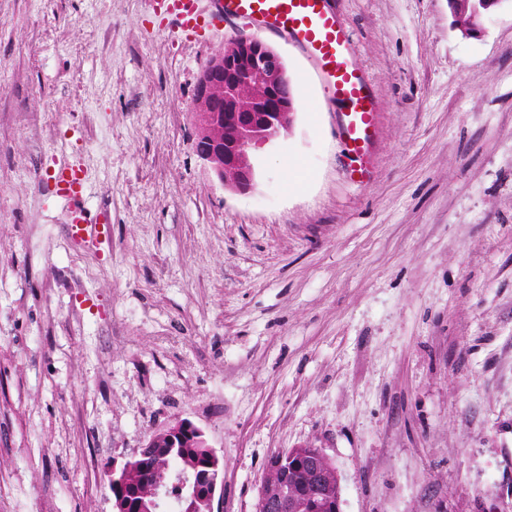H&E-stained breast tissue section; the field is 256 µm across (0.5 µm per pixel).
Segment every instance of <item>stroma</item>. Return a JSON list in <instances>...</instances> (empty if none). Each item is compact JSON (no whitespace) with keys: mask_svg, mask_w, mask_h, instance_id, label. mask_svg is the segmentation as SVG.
I'll return each instance as SVG.
<instances>
[{"mask_svg":"<svg viewBox=\"0 0 512 512\" xmlns=\"http://www.w3.org/2000/svg\"><path fill=\"white\" fill-rule=\"evenodd\" d=\"M331 7L376 173L350 181L320 73L265 33L310 108L240 193L192 112L244 22L196 38L148 0H0V512H113L106 467L177 419L224 459L223 512L309 446L342 512H512V9L468 37L448 0ZM70 156L98 250L50 192Z\"/></svg>","mask_w":512,"mask_h":512,"instance_id":"stroma-1","label":"stroma"}]
</instances>
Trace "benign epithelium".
Returning <instances> with one entry per match:
<instances>
[{
	"instance_id": "obj_1",
	"label": "benign epithelium",
	"mask_w": 512,
	"mask_h": 512,
	"mask_svg": "<svg viewBox=\"0 0 512 512\" xmlns=\"http://www.w3.org/2000/svg\"><path fill=\"white\" fill-rule=\"evenodd\" d=\"M463 16L459 29L467 36L481 31V19L493 5L505 7L508 0H458ZM258 83L264 95L245 107L235 98L236 88ZM197 156L224 187L245 192L254 183L252 157L257 151L288 134L295 114L292 85L281 56L257 38L239 37L224 45V51L202 69L196 94ZM231 127L232 139L216 136L214 130ZM204 448L206 463L193 470L156 468L150 449ZM140 468L152 480L155 512H223L220 492L224 488V464L204 431L187 419L176 420L152 435L120 465L105 470L114 501V512H146L138 494L126 484L127 473ZM265 468L277 474L274 485L260 487L255 512H342L337 468L321 448H290L266 460Z\"/></svg>"
}]
</instances>
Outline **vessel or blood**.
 Here are the masks:
<instances>
[{
	"label": "vessel or blood",
	"mask_w": 512,
	"mask_h": 512,
	"mask_svg": "<svg viewBox=\"0 0 512 512\" xmlns=\"http://www.w3.org/2000/svg\"><path fill=\"white\" fill-rule=\"evenodd\" d=\"M205 10L200 0H153L169 24L199 37L223 26L228 20H242L256 31L273 32L308 50L326 79L329 99L343 104L336 130L346 151L355 161L352 169L359 180L371 176L370 148L377 136L375 103L368 79L352 63L355 45L327 0H212ZM53 196L69 209L67 232L70 239L96 247L104 239V228L85 206L86 174L78 158L56 163L52 175Z\"/></svg>",
	"instance_id": "vessel-or-blood-1"
}]
</instances>
